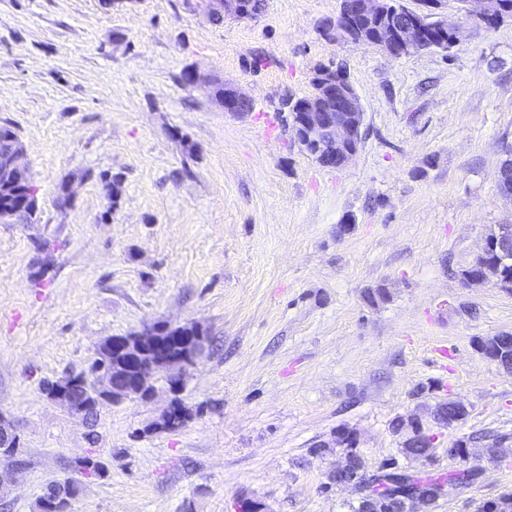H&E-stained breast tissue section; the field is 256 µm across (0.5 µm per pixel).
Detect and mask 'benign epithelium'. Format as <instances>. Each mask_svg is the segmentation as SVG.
Here are the masks:
<instances>
[{
	"label": "benign epithelium",
	"instance_id": "7a95c632",
	"mask_svg": "<svg viewBox=\"0 0 512 512\" xmlns=\"http://www.w3.org/2000/svg\"><path fill=\"white\" fill-rule=\"evenodd\" d=\"M208 14L222 12L227 16L248 18L252 16L250 0H204ZM384 0H344L342 9L326 33L334 38L351 40L377 47L391 56L407 55L420 48L428 40L429 29L448 37L455 46L459 42L462 26L450 24L440 16L443 0H425L424 8L400 21L375 24ZM499 0H467V12L472 23L488 29L493 22H500L507 14L501 12ZM316 92L300 104L294 113L292 127L298 132L299 144L304 151H312L321 165L343 168L358 153L363 142L362 130L365 112L362 102L346 77L339 71L322 69L314 76ZM226 112H245L251 99L245 94L229 89L218 95ZM29 171L25 162L23 143L0 154V198L9 201L14 197L20 172ZM491 243L500 244V252L512 251V225L500 224L489 230L483 238L482 248ZM167 325H153L140 333L113 336L99 346L100 359L88 374H73L58 380L46 389L47 396L70 412L89 417L105 402L136 398H149L153 389L151 380L159 370L170 371V388L178 391L183 376L194 368L198 354H173L169 346H186V336H163ZM396 433L404 435V441H415L422 435L419 419L410 415L399 421ZM341 461L331 470L330 483L351 486L359 494L364 477L351 474L354 450L358 447L353 433L338 431L333 440ZM399 496L405 498L404 512H425L428 496L420 491L404 487Z\"/></svg>",
	"mask_w": 512,
	"mask_h": 512
}]
</instances>
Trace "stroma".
I'll use <instances>...</instances> for the list:
<instances>
[{
    "instance_id": "1",
    "label": "stroma",
    "mask_w": 512,
    "mask_h": 512,
    "mask_svg": "<svg viewBox=\"0 0 512 512\" xmlns=\"http://www.w3.org/2000/svg\"><path fill=\"white\" fill-rule=\"evenodd\" d=\"M340 4L266 0L259 18L216 25L202 0H0V123L40 198L34 223H0V414L20 448L0 463L13 481L0 512H34L85 455L103 472L73 512H236L241 494L269 512H348L356 494L328 485L326 441L346 427L369 469H417L390 428L408 412L434 434L439 473L458 466L454 439L511 437L433 512L512 492V373L476 348L512 333V292L458 276L490 228L512 225L498 187L512 18L394 57L326 37ZM337 65L366 131L331 169L280 111ZM190 70L203 82L186 85ZM214 78L252 111H224ZM187 323L210 344L179 392L161 372L152 399L86 419L42 391L87 371L109 337ZM176 399L188 421L159 428ZM449 399L469 410L453 431L430 414Z\"/></svg>"
}]
</instances>
